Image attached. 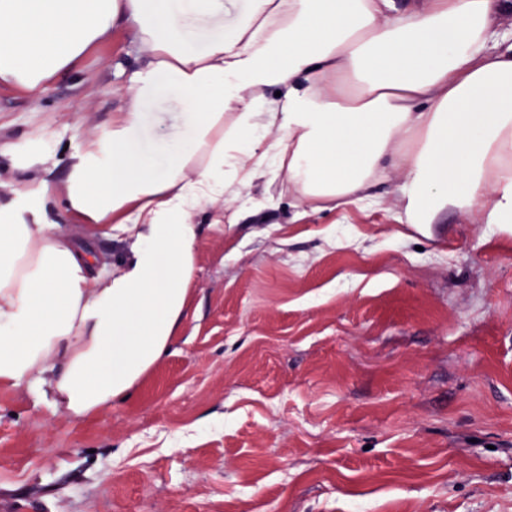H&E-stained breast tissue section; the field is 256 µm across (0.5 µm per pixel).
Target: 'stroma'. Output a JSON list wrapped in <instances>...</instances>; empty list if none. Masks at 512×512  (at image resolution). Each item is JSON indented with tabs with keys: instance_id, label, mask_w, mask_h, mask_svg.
Here are the masks:
<instances>
[{
	"instance_id": "1",
	"label": "stroma",
	"mask_w": 512,
	"mask_h": 512,
	"mask_svg": "<svg viewBox=\"0 0 512 512\" xmlns=\"http://www.w3.org/2000/svg\"><path fill=\"white\" fill-rule=\"evenodd\" d=\"M136 63L117 32L38 98L1 90L0 141L73 149ZM179 112L142 107L157 162ZM293 213L205 225L181 330L110 410L0 391V512H512V231L383 203ZM51 215L102 262L128 247Z\"/></svg>"
}]
</instances>
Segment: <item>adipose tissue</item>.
I'll return each instance as SVG.
<instances>
[{
    "label": "adipose tissue",
    "instance_id": "1",
    "mask_svg": "<svg viewBox=\"0 0 512 512\" xmlns=\"http://www.w3.org/2000/svg\"><path fill=\"white\" fill-rule=\"evenodd\" d=\"M512 0H0V89L38 95L124 32L142 51L124 103L66 163L49 138L9 146L0 197V390L83 419L125 398L168 352L188 308L201 219L255 186L299 209L448 213L512 226ZM181 98L165 167L141 150L144 102ZM64 167L63 180L54 171ZM127 238L116 269L60 230Z\"/></svg>",
    "mask_w": 512,
    "mask_h": 512
}]
</instances>
